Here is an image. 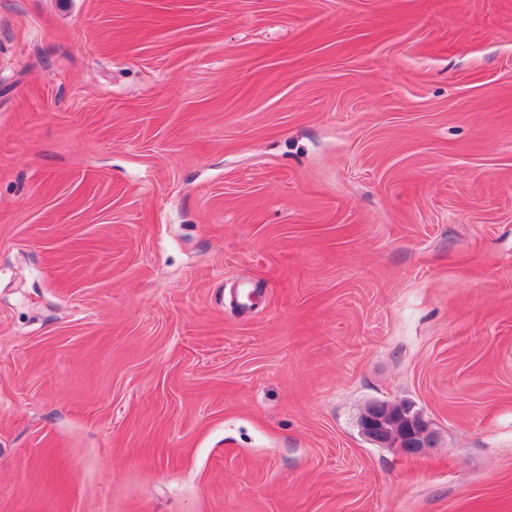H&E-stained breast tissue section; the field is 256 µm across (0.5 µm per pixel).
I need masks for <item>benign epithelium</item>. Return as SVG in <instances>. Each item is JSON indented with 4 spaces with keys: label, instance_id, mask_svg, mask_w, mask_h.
Listing matches in <instances>:
<instances>
[{
    "label": "benign epithelium",
    "instance_id": "1",
    "mask_svg": "<svg viewBox=\"0 0 512 512\" xmlns=\"http://www.w3.org/2000/svg\"><path fill=\"white\" fill-rule=\"evenodd\" d=\"M362 438L378 448H396L409 457L426 454L436 446L432 421L407 402L367 401L358 417Z\"/></svg>",
    "mask_w": 512,
    "mask_h": 512
}]
</instances>
